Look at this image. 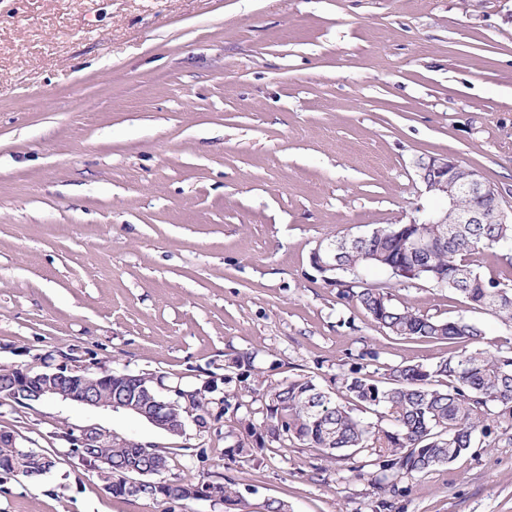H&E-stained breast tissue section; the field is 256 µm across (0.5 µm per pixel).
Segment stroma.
Masks as SVG:
<instances>
[{"label":"stroma","instance_id":"35a3bbf8","mask_svg":"<svg viewBox=\"0 0 512 512\" xmlns=\"http://www.w3.org/2000/svg\"><path fill=\"white\" fill-rule=\"evenodd\" d=\"M448 155L512 206V0H0V363L59 352L239 392L301 374L324 388L450 347L386 333L314 267L321 243L437 206L417 163ZM393 302L477 324L445 288ZM96 426L169 451L168 478L225 471L233 510L116 496L61 435ZM51 454L0 482V512H512V429L380 494L363 454L289 444L224 468L232 416L169 435L69 401L0 404V430Z\"/></svg>","mask_w":512,"mask_h":512}]
</instances>
